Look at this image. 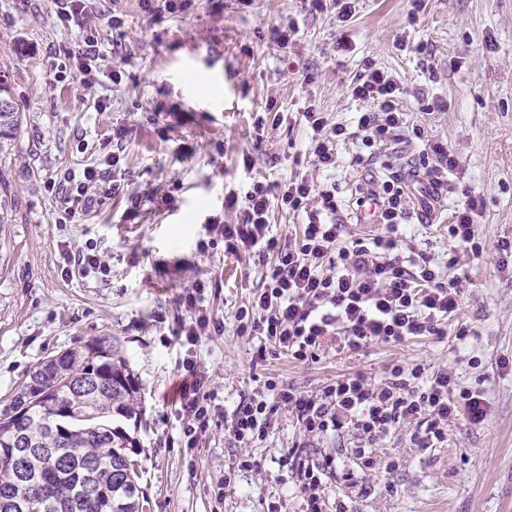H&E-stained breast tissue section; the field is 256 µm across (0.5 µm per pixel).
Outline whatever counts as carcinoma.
<instances>
[{
    "instance_id": "1",
    "label": "carcinoma",
    "mask_w": 512,
    "mask_h": 512,
    "mask_svg": "<svg viewBox=\"0 0 512 512\" xmlns=\"http://www.w3.org/2000/svg\"><path fill=\"white\" fill-rule=\"evenodd\" d=\"M9 70L0 68V138L18 130L20 107L10 91ZM100 380L96 392L72 390L69 378ZM31 387L21 386L0 412V455L22 446L30 478L39 489L19 482L16 470L0 464V500L14 502L0 512H143L146 493L139 485V441L124 423L141 416L140 384L115 336L92 337L67 349L63 359L33 370ZM45 398L36 401V393ZM100 486L95 498L88 486Z\"/></svg>"
}]
</instances>
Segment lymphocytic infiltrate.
<instances>
[{"label": "lymphocytic infiltrate", "mask_w": 512, "mask_h": 512, "mask_svg": "<svg viewBox=\"0 0 512 512\" xmlns=\"http://www.w3.org/2000/svg\"><path fill=\"white\" fill-rule=\"evenodd\" d=\"M349 92L367 105L355 130L330 122L322 112L310 109L302 114L311 133L316 167L335 166L337 141L352 138L369 149L385 148L407 126L404 89L388 72L366 66ZM458 165L455 153L441 141L427 142L420 153L419 168L433 191ZM410 199L409 186L400 177L369 188L358 203L375 204L374 221L381 232L371 242L357 239L345 245L336 219L335 189L316 188L307 177L286 179L276 193L257 180L245 195L225 196L227 208L242 206V222L211 224L212 238L199 241L197 248L205 251L220 244L225 252L245 250L269 262L263 286L254 289L236 312L239 333L259 340L257 360L285 354L300 363L313 362L331 337L358 350L375 342L447 335L448 320L461 306L463 289L426 256L399 254L400 228L412 217ZM276 207L306 213L308 221L299 237L283 241L271 234L269 214ZM479 210V200L467 197L448 227L463 253L481 251L474 227ZM264 387L265 394L240 401L234 409L229 434L236 442L263 440L272 416L283 408L296 418L304 436L312 439L354 430L358 445L353 453L370 471L377 465L375 451L391 428L414 425L413 445L430 448L447 439L450 420L461 416L478 425L489 412L482 390L460 387L452 370L429 374L418 364L392 365L388 376L377 383L357 372L310 394L276 378L267 379ZM199 391L196 380L181 387L183 435L190 448L209 417ZM288 454L300 461L297 481L304 512H327L325 489L337 475L335 458L309 455L299 445Z\"/></svg>", "instance_id": "obj_1"}]
</instances>
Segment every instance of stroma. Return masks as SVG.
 Returning <instances> with one entry per match:
<instances>
[{"instance_id": "stroma-1", "label": "stroma", "mask_w": 512, "mask_h": 512, "mask_svg": "<svg viewBox=\"0 0 512 512\" xmlns=\"http://www.w3.org/2000/svg\"><path fill=\"white\" fill-rule=\"evenodd\" d=\"M59 7L0 0V65L10 68L22 112L14 139L0 146L12 207L0 226V410L40 363L90 338L118 337L141 385L136 460L148 512H267L273 500L302 512L285 463L302 432L283 411L263 441L236 442L228 426L240 400L270 376L314 392L358 371L380 381L398 362L446 366L459 386L484 390L485 422L453 419L447 440L428 449L412 447L409 429L393 430L375 471L354 487L332 482L325 494L354 512H512V273L498 269V243L512 241V0H358L345 23L335 8L314 11L305 0H193L173 13L162 0H92L66 28ZM289 24L297 35L283 47L273 32ZM90 30L98 44L87 85L66 52ZM369 62L407 88L403 106L420 134L404 157L384 152L369 168L351 162L361 143L338 142L340 167L319 171L302 114L312 107L351 122L363 104L348 87ZM422 98L443 107L421 112ZM430 139L447 141L459 166L430 222L407 225L401 248L461 281L447 336L358 351L335 342L309 365L283 355L256 364L258 342L238 334L235 314L261 287L263 266L220 246L196 249L211 236L210 220L241 222V210H225V195L252 178L275 184L298 174L333 184L347 238H367L373 231L358 227L352 206L358 192L400 160L417 162ZM115 152L117 172L105 164ZM89 166L102 175L95 202L66 220L58 181ZM467 190L482 203L475 230L483 251L451 267L448 226ZM88 243L109 274L65 276L68 249ZM198 280L202 309L224 332L192 346L178 334L202 310L184 300ZM186 358L212 410L193 448L178 412ZM248 456L259 471L238 472Z\"/></svg>"}]
</instances>
